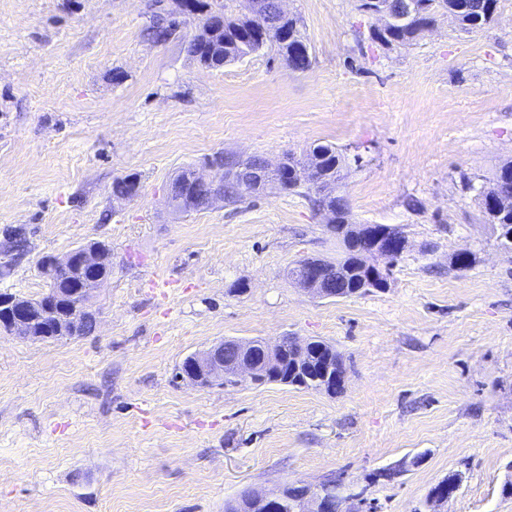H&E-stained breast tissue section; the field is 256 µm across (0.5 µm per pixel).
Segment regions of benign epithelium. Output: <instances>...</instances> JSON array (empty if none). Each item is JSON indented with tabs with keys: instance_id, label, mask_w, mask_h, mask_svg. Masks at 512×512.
Returning <instances> with one entry per match:
<instances>
[{
	"instance_id": "1",
	"label": "benign epithelium",
	"mask_w": 512,
	"mask_h": 512,
	"mask_svg": "<svg viewBox=\"0 0 512 512\" xmlns=\"http://www.w3.org/2000/svg\"><path fill=\"white\" fill-rule=\"evenodd\" d=\"M224 22V8L217 0L211 3L207 27L197 28L193 36L201 38L210 34V29ZM208 173L193 168V182L207 186L224 177L222 154H216L205 164ZM276 167L263 163V173L271 174ZM261 173V174H263ZM261 174L240 168L236 181L245 193L253 191ZM372 245L356 252L357 258L368 256L371 262H362L370 269L368 287L387 286L388 270L378 264L380 259H396L406 248V238L399 228L387 224L367 234ZM45 273L74 275L79 280L78 299L71 305V314L63 316L66 297L55 288L39 297L28 298L13 293L0 292V331L31 341L47 339L50 330L55 329L68 336H81L95 331L97 316L91 300L94 292L105 282L106 273L112 271V252L100 242L81 245L63 257L52 254L43 257ZM292 280L306 292L321 298H336L333 281L326 271L324 262L315 259L300 266V273ZM282 338L275 340L224 339L207 349L194 353L185 360L176 372L180 381L199 388L222 385L229 380L234 386L258 385L262 382L300 385L306 376L290 377L283 372L280 357ZM320 378L324 380L321 389L336 384V365L332 358H326L317 365ZM250 512H284V493L248 492ZM345 500L328 496L322 490L307 488L305 495L294 500L292 512H344Z\"/></svg>"
}]
</instances>
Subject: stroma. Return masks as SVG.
<instances>
[{"label":"stroma","instance_id":"stroma-1","mask_svg":"<svg viewBox=\"0 0 512 512\" xmlns=\"http://www.w3.org/2000/svg\"><path fill=\"white\" fill-rule=\"evenodd\" d=\"M282 6L309 70L274 44L204 68L193 25L145 36L148 0H0V292L43 294L45 254L112 250L92 335L0 333V512H224L330 480L348 512H512V251L477 200L512 160V0L480 32L441 13L406 46L372 41L357 0ZM317 142L360 159L339 184L353 222L407 239L385 289L321 299L286 278L343 254L305 195L168 207L175 173L214 153L274 164ZM128 175L138 196L115 197ZM282 336L333 345L344 392L175 379L215 342Z\"/></svg>","mask_w":512,"mask_h":512}]
</instances>
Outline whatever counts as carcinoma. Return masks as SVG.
<instances>
[{
  "mask_svg": "<svg viewBox=\"0 0 512 512\" xmlns=\"http://www.w3.org/2000/svg\"><path fill=\"white\" fill-rule=\"evenodd\" d=\"M258 10L245 19L224 17V30L218 32L206 41L194 38L186 40L188 53L199 63L210 69H221L225 65L243 59L244 57L263 50L267 45L277 44L284 61L294 70H306L311 65V56L308 55V44L301 30L300 19L294 16L276 15L277 0H256ZM422 14L410 22L396 23L385 29L383 35L375 41L383 45H408L424 35V28L430 18L431 3L434 0H418ZM457 12L453 20L466 32L483 29L491 21L498 0H449ZM180 28L175 20L164 16H155L148 35L157 43H163L174 36ZM288 32V40L279 38V31ZM309 163L313 170L299 169L294 155L287 153L284 161L275 174L270 176L281 191L297 193L301 189L315 194L313 204L319 208L323 199L321 193L327 187L341 179V173L349 166L348 158L331 144H316L309 148ZM243 165L253 170H259L262 159L250 157L240 159L229 157L228 170L224 171V179L206 188H198L190 179L189 169H181L171 182L173 199L179 201V207L185 212L198 211L206 207L204 199L209 195L223 196L224 201L236 204L244 197V193L230 178V169L236 165ZM512 179V161L501 165L494 178L488 185L481 187L478 193L479 206L483 209L484 220L488 224H511L512 208L503 207L495 210L491 207L489 198L494 196V187L505 179ZM139 190L137 178L126 176L117 178L112 182V194L117 197H126ZM328 207L337 213V223H351L349 204L340 196H332L328 200ZM331 268L341 269L339 288L341 297L352 295L354 289L361 286L366 273L356 263L353 257L347 256L340 261H329Z\"/></svg>",
  "mask_w": 512,
  "mask_h": 512,
  "instance_id": "1",
  "label": "carcinoma"
}]
</instances>
